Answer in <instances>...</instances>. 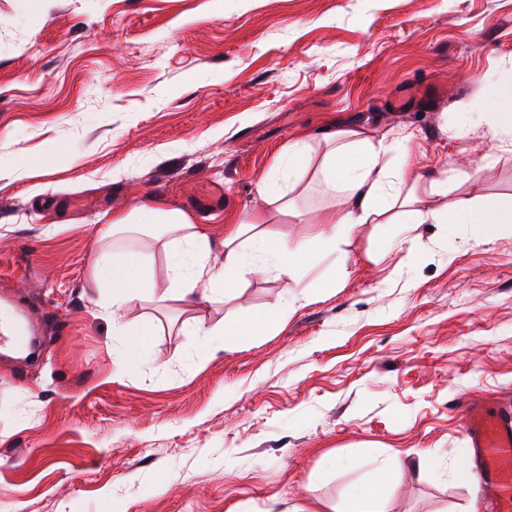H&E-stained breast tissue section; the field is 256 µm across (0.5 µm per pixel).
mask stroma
Here are the masks:
<instances>
[{
	"instance_id": "35a3bbf8",
	"label": "stroma",
	"mask_w": 512,
	"mask_h": 512,
	"mask_svg": "<svg viewBox=\"0 0 512 512\" xmlns=\"http://www.w3.org/2000/svg\"><path fill=\"white\" fill-rule=\"evenodd\" d=\"M509 83L512 0H0V294L42 338L24 378L0 357V512H345L385 461V512H482L461 406L512 404V224H366L299 279L135 301L153 332L121 372L85 283L114 213L151 198L220 240L301 139L310 217L341 128L407 155L422 210L511 206ZM277 301L256 335L184 332Z\"/></svg>"
}]
</instances>
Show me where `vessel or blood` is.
Returning <instances> with one entry per match:
<instances>
[{
	"mask_svg": "<svg viewBox=\"0 0 512 512\" xmlns=\"http://www.w3.org/2000/svg\"><path fill=\"white\" fill-rule=\"evenodd\" d=\"M23 316L18 309L13 316L0 317V348L21 351L28 347L29 337L15 333L16 321ZM462 421L489 512H512V407H492L474 398L466 401Z\"/></svg>",
	"mask_w": 512,
	"mask_h": 512,
	"instance_id": "obj_1",
	"label": "vessel or blood"
}]
</instances>
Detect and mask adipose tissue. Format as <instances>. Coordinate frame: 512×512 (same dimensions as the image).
Wrapping results in <instances>:
<instances>
[{"mask_svg": "<svg viewBox=\"0 0 512 512\" xmlns=\"http://www.w3.org/2000/svg\"><path fill=\"white\" fill-rule=\"evenodd\" d=\"M325 142L321 183L328 191L343 192L344 202L340 208L322 210L303 237L268 228L269 215L263 210L226 225L217 246L212 245L206 225L187 210L168 209L146 200L113 215L111 224L101 232V248L89 262L87 285L96 290L97 306L111 322L113 335L122 339L117 369L141 362L152 334L151 323L133 326L122 315L136 300L155 295L179 303L199 296L208 299L216 286L236 288L243 270L259 265L279 277L295 276L308 263L310 242L332 247L337 237L365 224H419L427 218L437 224L471 225L476 238L491 240L512 223V209L460 205L427 213L416 209V185L407 177V160L395 162L363 152L368 139L362 129L337 131ZM134 225L153 228L152 238L167 259V287H160L156 280L150 257L135 249L110 246L112 234Z\"/></svg>", "mask_w": 512, "mask_h": 512, "instance_id": "adipose-tissue-1", "label": "adipose tissue"}]
</instances>
